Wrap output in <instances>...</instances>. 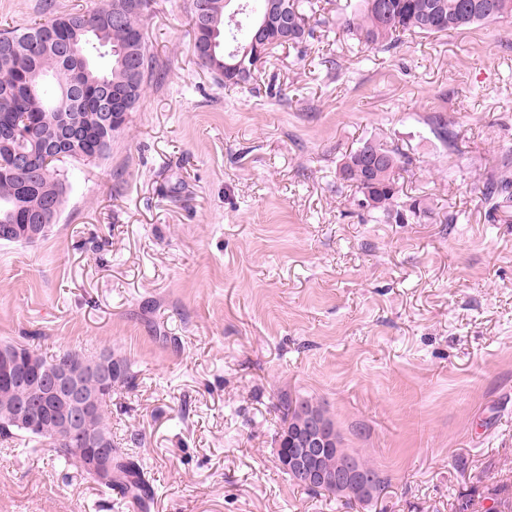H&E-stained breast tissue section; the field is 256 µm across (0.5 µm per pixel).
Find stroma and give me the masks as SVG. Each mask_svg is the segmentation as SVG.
I'll list each match as a JSON object with an SVG mask.
<instances>
[{
    "instance_id": "1",
    "label": "stroma",
    "mask_w": 512,
    "mask_h": 512,
    "mask_svg": "<svg viewBox=\"0 0 512 512\" xmlns=\"http://www.w3.org/2000/svg\"><path fill=\"white\" fill-rule=\"evenodd\" d=\"M192 0H154V74L71 174L48 238L0 244V340L111 351L112 432L152 488L146 512H487L512 497V24L370 51L350 0L228 88L193 48ZM105 0H0V31ZM457 131L455 145L439 125ZM366 140L427 218L377 224L339 177ZM309 398L388 483L343 503L277 459L282 396ZM74 465L0 440V512H118Z\"/></svg>"
}]
</instances>
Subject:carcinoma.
<instances>
[{"mask_svg": "<svg viewBox=\"0 0 512 512\" xmlns=\"http://www.w3.org/2000/svg\"><path fill=\"white\" fill-rule=\"evenodd\" d=\"M262 4L267 16L263 34L258 41L254 60L246 62L248 72L242 76L233 64L232 53L245 39L244 31L228 24L227 12L241 8V20H246L252 7ZM152 0H106L104 6L85 13H66L47 22H39L10 32L0 33V44L10 40L17 50L4 55L0 53V125L11 124L20 131L18 140L30 135L52 136L55 131L52 102L62 87L72 82H81L87 92L68 107L70 116L80 117L90 125L92 138L89 142L73 148L67 157L89 161L104 156L110 149L114 134L126 126L129 112L142 98L146 79L152 73V59L143 31L144 18L151 12ZM314 0H192L191 27L194 40L206 43L218 42L215 57L200 64L224 77V85L239 87L250 81L258 70V64L274 49L303 43L308 32L306 18L314 13ZM209 14L210 25L198 26V9ZM121 9L127 12L124 23L112 24V12ZM512 17V0H361L359 8L344 18V32L358 40L370 50H388L402 38L414 34L427 36L445 35L466 29L472 25L506 21ZM50 29L64 40L75 42L74 58L59 60L46 49L37 45L39 31ZM108 88L112 100L122 111L116 113V127L102 144H97L99 132L95 126L97 112L95 93L98 86ZM13 148L0 146V223L23 224L29 219L28 204L45 195L65 198L69 172L51 163L38 169L35 178L15 173L11 168ZM409 163L399 151L376 141H367L344 157L340 167V178L355 188L356 205L364 210L370 220L382 223L390 218L401 224L410 218L419 219L429 210L418 199H401L396 173ZM512 177L504 173L499 180L487 184L484 195L488 198L508 192ZM1 346L15 349L22 360L33 357L44 366H68L84 389L98 396L97 405L87 416V425L107 437H112V390L87 370L91 357L82 352L66 350L54 357L42 355L30 347L1 341ZM104 355L112 367V379L131 384L134 375L128 363ZM21 394L3 373L0 372V438L20 436L28 441L49 448L54 460L60 463L73 462L82 465V458L70 451L74 447L57 419L45 416L40 428L32 431L12 421L8 416L14 402ZM282 426L277 433L280 465L286 464L288 451L292 448V433L311 417L322 418L329 428L333 421L325 412L307 398L279 402ZM110 490L118 489L134 504H141L149 496L138 463L123 449H117L112 477L97 480ZM386 489L384 479H377L373 490L357 493L342 484L332 483L323 491L338 499L369 504L379 499Z\"/></svg>", "mask_w": 512, "mask_h": 512, "instance_id": "obj_1", "label": "carcinoma"}]
</instances>
